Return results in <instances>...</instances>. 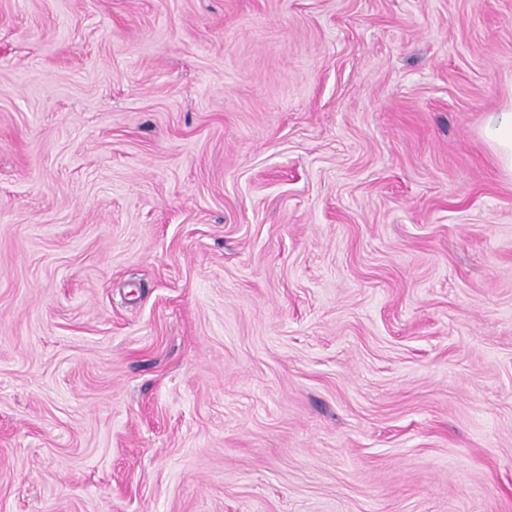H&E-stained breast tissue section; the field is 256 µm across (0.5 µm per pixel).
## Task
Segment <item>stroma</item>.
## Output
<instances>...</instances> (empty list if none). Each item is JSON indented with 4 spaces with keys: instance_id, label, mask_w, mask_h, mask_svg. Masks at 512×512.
I'll list each match as a JSON object with an SVG mask.
<instances>
[{
    "instance_id": "35a3bbf8",
    "label": "stroma",
    "mask_w": 512,
    "mask_h": 512,
    "mask_svg": "<svg viewBox=\"0 0 512 512\" xmlns=\"http://www.w3.org/2000/svg\"><path fill=\"white\" fill-rule=\"evenodd\" d=\"M512 0H0V512H512ZM483 136L502 170L512 175V109L494 113L483 128Z\"/></svg>"
}]
</instances>
